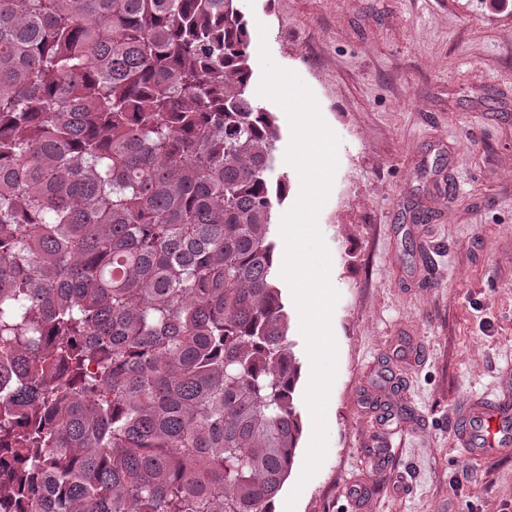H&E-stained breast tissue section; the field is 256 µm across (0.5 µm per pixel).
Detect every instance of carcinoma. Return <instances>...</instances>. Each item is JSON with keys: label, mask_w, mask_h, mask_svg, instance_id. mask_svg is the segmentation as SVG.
<instances>
[{"label": "carcinoma", "mask_w": 512, "mask_h": 512, "mask_svg": "<svg viewBox=\"0 0 512 512\" xmlns=\"http://www.w3.org/2000/svg\"><path fill=\"white\" fill-rule=\"evenodd\" d=\"M236 0H0V507L275 512L280 129Z\"/></svg>", "instance_id": "obj_1"}]
</instances>
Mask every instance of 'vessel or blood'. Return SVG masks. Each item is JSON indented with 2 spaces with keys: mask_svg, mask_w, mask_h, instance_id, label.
Masks as SVG:
<instances>
[{
  "mask_svg": "<svg viewBox=\"0 0 512 512\" xmlns=\"http://www.w3.org/2000/svg\"><path fill=\"white\" fill-rule=\"evenodd\" d=\"M451 441L472 462L512 458V368L493 395L469 394L457 402Z\"/></svg>",
  "mask_w": 512,
  "mask_h": 512,
  "instance_id": "obj_1",
  "label": "vessel or blood"
}]
</instances>
